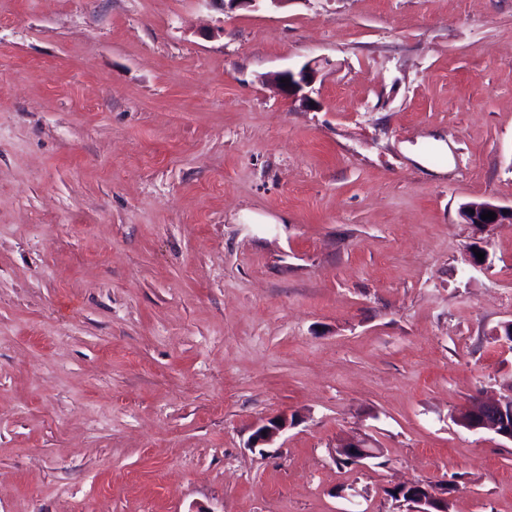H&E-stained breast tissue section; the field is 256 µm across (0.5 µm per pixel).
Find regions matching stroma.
Listing matches in <instances>:
<instances>
[{
    "instance_id": "obj_1",
    "label": "stroma",
    "mask_w": 512,
    "mask_h": 512,
    "mask_svg": "<svg viewBox=\"0 0 512 512\" xmlns=\"http://www.w3.org/2000/svg\"><path fill=\"white\" fill-rule=\"evenodd\" d=\"M471 200L512 205V0H0V512H512L454 420L512 397ZM316 70L307 65L301 68L298 72L286 70L274 75L273 79L278 84L281 91L288 97V99L299 100L306 102L309 100L308 93L304 92L305 88L311 87L315 81ZM282 78L289 80V87H285V83H281ZM334 458L338 464L348 466L353 462L348 460H337L341 458L350 457L354 461L353 465H365L367 459H374L375 456L380 455L379 449L370 448L367 444L366 438H353L337 448H333ZM392 491L411 507V512H447L448 511V486H438L432 483L413 482L403 486L392 488Z\"/></svg>"
}]
</instances>
